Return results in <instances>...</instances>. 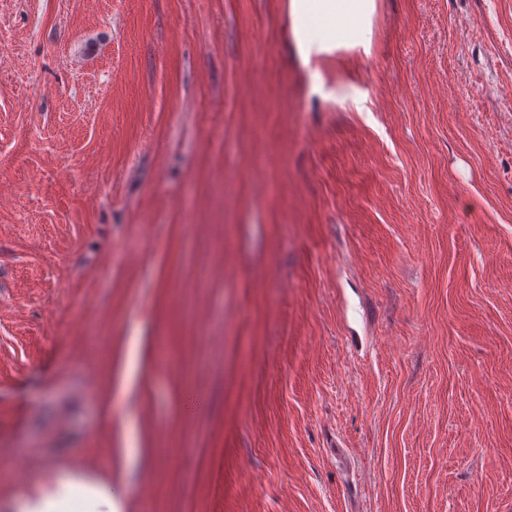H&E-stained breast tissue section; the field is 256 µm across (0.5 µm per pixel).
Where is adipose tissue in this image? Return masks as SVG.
Here are the masks:
<instances>
[{"instance_id":"1","label":"adipose tissue","mask_w":512,"mask_h":512,"mask_svg":"<svg viewBox=\"0 0 512 512\" xmlns=\"http://www.w3.org/2000/svg\"><path fill=\"white\" fill-rule=\"evenodd\" d=\"M377 0H288L296 54L309 68L311 91L325 94L320 61L340 52L370 56ZM0 512H122L111 480L89 471L53 468L52 476L0 499Z\"/></svg>"}]
</instances>
